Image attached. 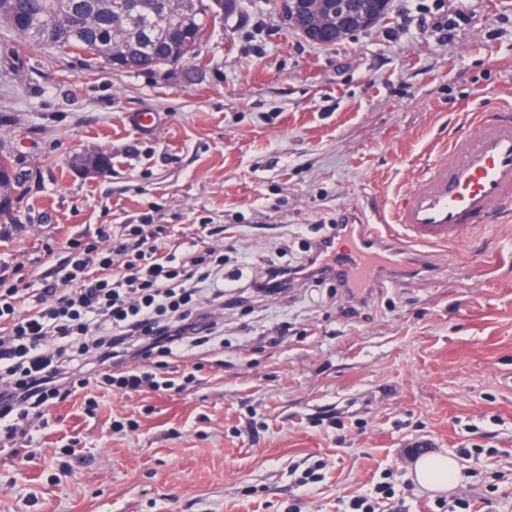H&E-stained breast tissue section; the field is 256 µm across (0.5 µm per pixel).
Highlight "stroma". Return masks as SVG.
I'll return each mask as SVG.
<instances>
[{"mask_svg": "<svg viewBox=\"0 0 512 512\" xmlns=\"http://www.w3.org/2000/svg\"><path fill=\"white\" fill-rule=\"evenodd\" d=\"M451 31H444V24ZM202 53L157 72L19 44L0 27V147L23 184L0 215V275L38 289L70 238L152 212L242 273L180 392L72 398L0 450V512H350L383 477L394 512H512V215L351 306L326 282L259 297L267 260L317 225L393 207L466 117L512 104V0H390L374 27L306 40L281 0H241ZM155 115L153 133L129 122ZM102 151L87 177L74 156ZM461 466L432 492L424 453ZM317 481L297 482L307 471Z\"/></svg>", "mask_w": 512, "mask_h": 512, "instance_id": "1", "label": "stroma"}]
</instances>
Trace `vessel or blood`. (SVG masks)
<instances>
[{
	"label": "vessel or blood",
	"instance_id": "1",
	"mask_svg": "<svg viewBox=\"0 0 512 512\" xmlns=\"http://www.w3.org/2000/svg\"><path fill=\"white\" fill-rule=\"evenodd\" d=\"M447 154L404 192L391 223L364 224L351 211L337 227L346 247H317L318 264L338 287L364 290L415 248L459 243L465 231L512 214V115L489 120L476 114L466 131L449 140Z\"/></svg>",
	"mask_w": 512,
	"mask_h": 512
}]
</instances>
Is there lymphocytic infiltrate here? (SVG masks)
Instances as JSON below:
<instances>
[{"label":"lymphocytic infiltrate","mask_w":512,"mask_h":512,"mask_svg":"<svg viewBox=\"0 0 512 512\" xmlns=\"http://www.w3.org/2000/svg\"><path fill=\"white\" fill-rule=\"evenodd\" d=\"M170 237V225L148 216L111 237L68 241L69 259L57 271L68 292L23 315L22 281L0 278L1 433L24 435L29 416L81 390H177L175 378L157 376L149 362L180 357L217 333L197 300L223 303L224 255L197 243L182 250ZM313 264L307 255L294 264L267 261L250 289L271 295L291 274L322 281Z\"/></svg>","instance_id":"lymphocytic-infiltrate-1"}]
</instances>
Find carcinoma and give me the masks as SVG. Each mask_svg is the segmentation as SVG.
Returning <instances> with one entry per match:
<instances>
[{"mask_svg":"<svg viewBox=\"0 0 512 512\" xmlns=\"http://www.w3.org/2000/svg\"><path fill=\"white\" fill-rule=\"evenodd\" d=\"M193 10L179 13L176 0H0V24L18 40L37 43L50 30L48 46L64 52L101 56L113 43L124 54V69L153 71L186 40L203 41L216 18L212 0H191ZM8 153L0 150V184L19 197L20 179L11 174Z\"/></svg>","mask_w":512,"mask_h":512,"instance_id":"carcinoma-1","label":"carcinoma"}]
</instances>
